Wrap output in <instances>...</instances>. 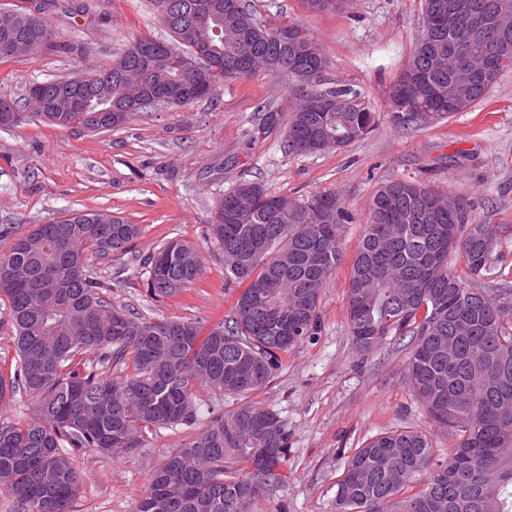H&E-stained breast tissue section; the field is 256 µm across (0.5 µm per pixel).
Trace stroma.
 <instances>
[{
  "instance_id": "35a3bbf8",
  "label": "stroma",
  "mask_w": 512,
  "mask_h": 512,
  "mask_svg": "<svg viewBox=\"0 0 512 512\" xmlns=\"http://www.w3.org/2000/svg\"><path fill=\"white\" fill-rule=\"evenodd\" d=\"M265 22L291 19L313 34L326 80L360 90L376 114L366 136L311 156L285 145L291 115L288 82L260 72L228 79L213 95L186 106H161L106 132L59 128L27 118L0 129V225L21 231L82 209L102 208L138 224L124 253L93 258L114 306L153 318L191 319L209 328L233 315L224 261L206 241L216 198L238 182L261 183L274 195L333 191L352 216L343 239L353 256L377 189L393 179L426 182L468 198L476 221L497 227L498 246L482 287L512 281V71L486 99L447 121L394 128L389 92L409 61L423 0H346L336 12H310L304 0H247ZM0 7L46 19L57 45L0 59V96L24 105L34 84L100 69L136 39L170 38L153 0H0ZM195 244L204 270L190 288L151 298L147 259L167 240ZM348 265L322 290L321 329L282 358L281 369L251 400L288 428V479L256 504L257 512H335V483L352 449L378 433L426 431L439 455L457 434L434 423L406 379L409 338L392 336L370 353L355 350L347 327ZM194 425L141 433L142 447L74 456L81 474L74 512H137L152 471L195 439L216 410L235 398L200 387Z\"/></svg>"
}]
</instances>
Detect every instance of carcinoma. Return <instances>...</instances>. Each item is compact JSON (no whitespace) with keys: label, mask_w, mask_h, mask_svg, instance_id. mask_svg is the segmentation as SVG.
<instances>
[{"label":"carcinoma","mask_w":512,"mask_h":512,"mask_svg":"<svg viewBox=\"0 0 512 512\" xmlns=\"http://www.w3.org/2000/svg\"><path fill=\"white\" fill-rule=\"evenodd\" d=\"M159 12L174 42L155 43L152 60L127 52L112 66L91 71L77 94L90 107L117 95L121 69L142 70L149 90L165 104L191 103L182 90L195 80L215 89L224 79L259 71L290 81L293 108L288 150L312 155L339 149L367 135L374 115L361 93L324 80L307 82L322 55L310 31L299 49L278 41L268 26L236 0L232 12L189 29L200 0H169ZM488 14L511 22L504 37L498 22L469 32V16ZM27 40L29 52L55 44L41 18L0 10V59L5 36ZM487 71L466 83L448 68V53ZM512 70V0H424L421 33L401 73L408 106L390 113L402 129L431 126L482 102L487 86ZM44 122L84 127V113L56 111L67 92L63 79L43 83ZM342 92L345 112H314L311 99ZM247 205L234 203L240 190ZM458 205L429 184L392 180L369 205L363 237L351 259L348 327L355 347L367 352L390 336H409L407 359L416 399L459 441L443 462L419 429L377 434L354 449L336 482V512H512V285L487 293L448 268L460 253L470 273L486 270L497 242L471 221V204ZM349 214L340 198L272 196L243 181L215 202L211 243L224 258V284L238 289L231 323L202 332L198 322L147 318L118 310L88 255L125 251L139 227L96 211L16 232L0 253V297L15 330L17 367L0 373V402L20 388L37 401L39 416L26 425L0 426V490L15 512H72L80 476L72 454L112 455L142 445L144 428L194 424L197 386L219 389L245 403L213 413L205 428L176 449L151 474L138 512H253L288 478V432L277 414L248 401L281 367V354L314 336L320 326L321 290L344 262ZM147 291L177 293L202 275L204 259L191 243L172 238L148 258ZM264 448L279 454L266 457ZM434 472L404 495L421 471Z\"/></svg>","instance_id":"obj_1"}]
</instances>
